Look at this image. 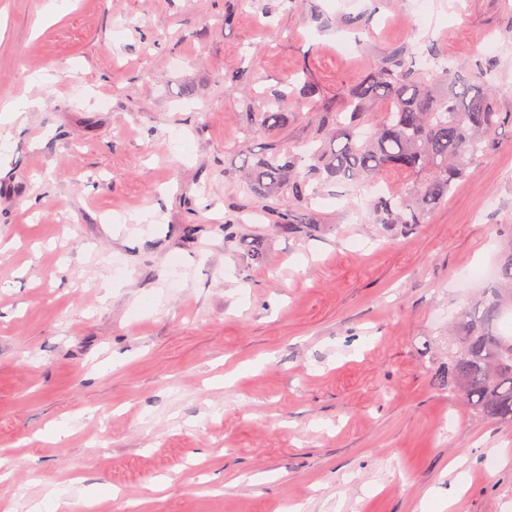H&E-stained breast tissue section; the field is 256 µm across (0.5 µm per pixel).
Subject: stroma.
<instances>
[{"instance_id": "1", "label": "stroma", "mask_w": 512, "mask_h": 512, "mask_svg": "<svg viewBox=\"0 0 512 512\" xmlns=\"http://www.w3.org/2000/svg\"><path fill=\"white\" fill-rule=\"evenodd\" d=\"M47 3L0 0V108L31 102L0 124V512L54 486L65 512H512V425L435 381L488 283L462 272L512 239V137L401 234L350 185L292 234L242 189L316 135L295 96L276 136L251 118L301 71L336 102L395 48L494 37L512 112V0Z\"/></svg>"}]
</instances>
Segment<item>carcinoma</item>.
I'll return each instance as SVG.
<instances>
[{
    "label": "carcinoma",
    "mask_w": 512,
    "mask_h": 512,
    "mask_svg": "<svg viewBox=\"0 0 512 512\" xmlns=\"http://www.w3.org/2000/svg\"><path fill=\"white\" fill-rule=\"evenodd\" d=\"M445 81L433 93L428 71L401 49L380 59L348 89L340 107L322 106L320 88L304 83L303 97L316 106L324 137L298 153L282 154L277 144L246 166L250 195L288 204L269 210L275 223L293 233L310 223L308 202L322 188L342 182L370 188L386 174L407 179L404 190H385L372 199L374 223L404 229L427 222L448 202L456 183L483 162L489 147L512 130V112H502L488 77L490 65L474 69L433 58ZM283 95L264 101L260 125L268 131L286 122ZM512 309V243L498 258L495 281L457 316V332L448 337V364L437 374L439 385L461 394L486 419L512 424V329L501 328Z\"/></svg>",
    "instance_id": "obj_1"
}]
</instances>
